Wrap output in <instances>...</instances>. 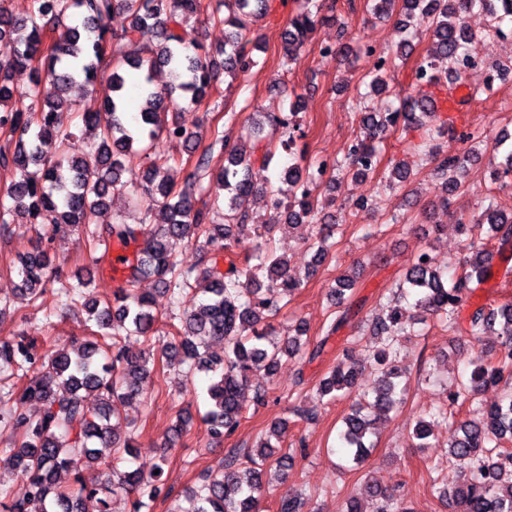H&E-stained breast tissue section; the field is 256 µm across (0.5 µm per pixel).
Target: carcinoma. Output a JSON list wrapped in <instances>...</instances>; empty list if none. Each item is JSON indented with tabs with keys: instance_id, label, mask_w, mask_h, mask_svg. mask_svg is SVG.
<instances>
[{
	"instance_id": "1",
	"label": "carcinoma",
	"mask_w": 512,
	"mask_h": 512,
	"mask_svg": "<svg viewBox=\"0 0 512 512\" xmlns=\"http://www.w3.org/2000/svg\"><path fill=\"white\" fill-rule=\"evenodd\" d=\"M36 7L20 18L13 15L0 0V132L9 151L0 146V167L14 176L0 197V226L23 221L50 227L38 233L32 248L18 258L20 284L15 299L18 304H46L48 298H66L69 305L82 304L86 321L98 328V334L84 341L58 342L40 353L25 336L0 338V374L6 371L18 376L11 394L22 402L40 404L39 414H27L21 407L0 410V428L10 432L8 461L29 474V481L19 490L0 489V512H83V501L95 498L99 512H109V496L125 495L130 499V512H151L154 502L167 495L166 483L159 473L139 469L107 473L102 467V449L109 448L113 460L136 454L132 438L117 431L115 420L128 400L143 395L151 379L149 363L154 359L157 314L153 298L133 288L135 283L155 279L164 291L178 301L190 297V306L180 317V325H172L169 340L161 346L166 363L187 364V374L210 375L207 388L208 410L203 422L215 441L232 436L244 411L242 393L250 376L258 371L274 374L284 358L313 361L324 351L329 336L340 331L359 313L361 305L346 296L355 278L340 275L331 292L336 295V311L324 336L312 350H306L309 339L298 323L295 335L281 344L266 343V332L260 324L278 315L301 287L292 275L288 259L267 247L247 259L245 266H233L227 272L217 267L184 266L174 258L175 248L195 230L204 239V247L215 253L230 251L236 236L270 231V224H253L249 200L256 189L249 177L255 161L267 163L275 155L271 146L262 144L255 132L256 144L247 151L224 141L215 131L213 141L202 151L184 186L174 190L164 175L172 156L149 161L144 155L160 135L194 154L200 143L176 120L165 121L161 114L169 111L176 98L192 104L209 94L216 79L212 53L204 46H189L180 30L203 13V0H33ZM268 0H215L210 19L222 20L228 26L224 48V71L243 72L256 64L247 46L251 41L244 30L248 20L266 12ZM315 0H297L295 12L288 18L284 32L282 58L287 65L297 63L305 51L317 24L312 11ZM401 7L404 19L400 30L407 31L415 14L430 22L431 45L414 72L416 94L398 98V104L387 101L366 104L367 96H359L364 104L365 137L349 143L342 160L316 165H288L290 186L288 200L271 192L273 213L288 211L289 223L308 224L314 232L306 239L314 252V266L330 258L336 225L317 223L314 192L329 174L342 172L353 178L374 173L380 163L375 142L395 131L400 122L419 119L430 95L424 88L446 80L456 87L470 65L469 45L474 33L466 17L479 7L504 21H512V0H367V10L375 16L389 17ZM120 11L129 18L121 33L110 31L107 20ZM78 17L79 22L66 20ZM115 40L125 48L118 61L106 57L105 46ZM407 52L391 51L381 55L372 65L375 74L371 90L382 91L386 79L398 67ZM166 67L172 82L165 92L151 87L152 72ZM110 70L104 104L111 119L100 126L96 112L77 114L81 122L96 130L94 140L76 155L72 152L75 134L64 116L72 112L69 96L75 84L82 81L93 87L103 70ZM128 69L136 70L141 81L136 90L142 103L136 115L129 116L124 96ZM28 70L31 87L17 92L14 74ZM297 109L290 116L272 118L285 129L281 141L289 151L295 142L299 125L293 123ZM456 135L450 124H439L429 134L428 153L434 160L432 175L441 182L444 196L457 192L469 160L479 155L480 146L503 151L505 171L512 172V148L507 139L492 141L485 132L475 129L461 135L469 143L462 153H449L434 141ZM224 150V166L212 173L209 154ZM138 191L135 200L146 204L147 212L158 210L159 222L147 224H112L101 230L94 226L98 212L114 197ZM209 196L211 202L203 200ZM478 218L460 225L486 224L489 239L500 243L512 241V213L497 208L494 197L486 195L479 203ZM82 227L96 247L114 240L128 243L143 239L144 246L131 260L127 287L115 292L114 302L86 298L85 289L94 280L77 275L70 278L54 266L49 253L52 235ZM493 254L486 244L473 240L459 260L460 273L447 279L438 270L432 256L421 251L406 269L395 292L394 305L386 317L375 323L376 335L383 346L372 355L370 367L376 378L372 394L359 395L343 422L339 438L353 459L359 461L369 452L375 420L387 416L402 402L399 389L403 369L399 366L394 344L398 337L411 333V317L402 303L414 299V307L448 322L457 323L462 303L488 278V265ZM471 336H496L499 351L494 357H478L472 363L467 383L448 394V409L473 403L475 395L486 385L512 382V303L489 308L476 307L468 320ZM139 336L148 350L134 354L122 344L124 336ZM210 339L224 341V357L210 355L206 344ZM364 375V367L346 359L336 360L323 378L318 393L351 395ZM99 401L95 413L85 408V398ZM470 418L448 420V459L464 466L459 475L444 479L440 494L455 504L457 512H512V450L502 451L504 443H512V390L502 401L488 409H474ZM192 421L189 410L176 415L174 433L168 447L176 446ZM285 427L277 424L266 439L251 449L233 448L224 461L212 470L199 474L196 484L188 488V497L196 504L195 512H263L262 503L271 490L266 481L267 461L275 459L277 467L288 468L290 454L274 457L273 442H281ZM74 473V482L62 486L58 474ZM375 497L383 500L380 512H407L394 506L395 495L373 485Z\"/></svg>"
}]
</instances>
